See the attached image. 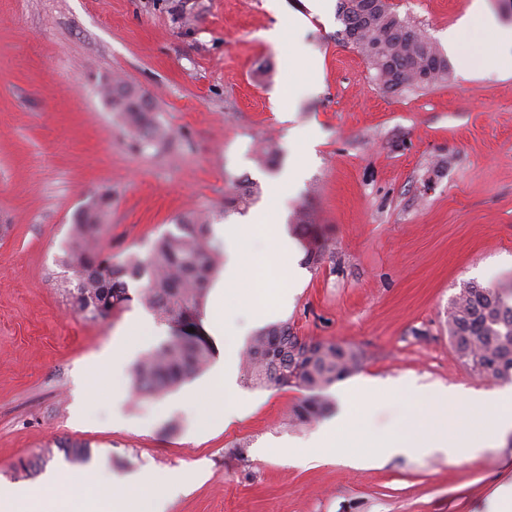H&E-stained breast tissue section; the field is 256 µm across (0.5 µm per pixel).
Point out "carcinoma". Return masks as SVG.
I'll return each instance as SVG.
<instances>
[{
  "instance_id": "carcinoma-1",
  "label": "carcinoma",
  "mask_w": 512,
  "mask_h": 512,
  "mask_svg": "<svg viewBox=\"0 0 512 512\" xmlns=\"http://www.w3.org/2000/svg\"><path fill=\"white\" fill-rule=\"evenodd\" d=\"M337 18V39L358 49L384 89H424L448 79V57L385 0H337ZM106 102L137 145L165 138L148 101L127 85H113ZM110 206L111 196L100 195L77 213L70 228L61 265L72 273L77 309L94 318L109 316L132 301L130 284L139 282L138 300L145 309L168 322L201 323L204 298L224 259L221 245L210 235L214 217L189 212L179 219L176 231L155 239L147 256L130 255L114 263L102 244ZM448 337L458 359L477 375L511 381L512 283L495 288L465 285L448 306ZM298 342L288 324L272 325L254 336L244 367L253 382L277 386L286 385L281 369L295 371L292 386L309 396L293 417L306 422L327 410L321 392L355 372L364 355L358 348L324 341L303 346L295 356L290 347ZM211 356L208 341L174 329L136 362L134 390L162 397L201 371Z\"/></svg>"
}]
</instances>
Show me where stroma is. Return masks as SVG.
Instances as JSON below:
<instances>
[{
	"label": "stroma",
	"instance_id": "35a3bbf8",
	"mask_svg": "<svg viewBox=\"0 0 512 512\" xmlns=\"http://www.w3.org/2000/svg\"><path fill=\"white\" fill-rule=\"evenodd\" d=\"M440 50L478 8L512 27L502 0H389ZM301 22L321 89L283 113L301 70L291 42L268 31ZM334 0H0V477L34 488L64 461L125 474L200 466L167 512H490L512 484V432L473 458L397 456L294 462L319 420L290 422L297 387L238 376L249 411L202 429L206 395L223 390L208 365L162 397L95 395L83 419L73 393L97 359L146 316L138 301L107 318L78 311L59 261L78 211L109 193L103 246L114 260L147 255L188 212L239 217L256 207L314 225L317 262L298 257L288 301L268 318L306 340L364 353L361 368L323 391L397 387L360 422L395 429L426 408L421 389L487 398L507 391L473 373L448 339V304L467 283L512 281V45L467 37L504 67L451 69L425 89L385 90L364 57L339 42ZM119 79L149 97L169 143L138 148L101 95ZM315 133L313 154L287 137ZM307 158L297 189L269 183ZM251 194L240 197V188Z\"/></svg>",
	"mask_w": 512,
	"mask_h": 512
}]
</instances>
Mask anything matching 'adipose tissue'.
I'll use <instances>...</instances> for the list:
<instances>
[{
  "instance_id": "adipose-tissue-1",
  "label": "adipose tissue",
  "mask_w": 512,
  "mask_h": 512,
  "mask_svg": "<svg viewBox=\"0 0 512 512\" xmlns=\"http://www.w3.org/2000/svg\"><path fill=\"white\" fill-rule=\"evenodd\" d=\"M224 237L229 243V260L224 270V284L217 290L218 300L248 310L255 319L266 318L274 302L288 295L287 288L278 287L270 273L278 268L292 269L294 244L281 234L277 214L265 208L252 212L245 221L226 224ZM252 237L266 239L269 251L248 252L246 242ZM144 330L143 321L130 324L128 340L113 345L111 352L97 362L92 381L83 382L82 401H89L105 388L111 389L113 400L121 399L116 383L133 346V338L143 335ZM223 376V391L212 394L200 413L202 427L217 422L232 424L246 411L236 392L232 360H225ZM67 480L76 486L88 480L95 484L94 493L85 498L80 512H164L166 502L182 491L187 476L178 471L159 478L149 474L120 476L103 470L51 471L43 482L46 499L37 510L31 505L28 489L0 482V512H69L67 504L54 497L58 487Z\"/></svg>"
}]
</instances>
